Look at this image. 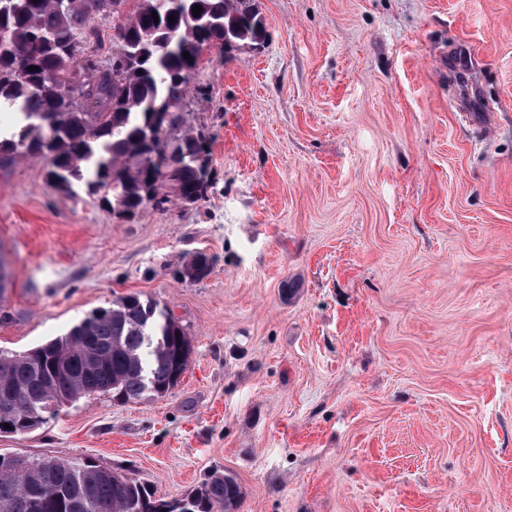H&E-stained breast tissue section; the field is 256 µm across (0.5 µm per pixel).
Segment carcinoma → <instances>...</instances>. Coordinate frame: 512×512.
I'll return each instance as SVG.
<instances>
[{
    "instance_id": "obj_1",
    "label": "carcinoma",
    "mask_w": 512,
    "mask_h": 512,
    "mask_svg": "<svg viewBox=\"0 0 512 512\" xmlns=\"http://www.w3.org/2000/svg\"><path fill=\"white\" fill-rule=\"evenodd\" d=\"M135 2L96 70L73 47L99 42L98 0H71L63 12L53 0H0V32L10 41L9 50H0V112L17 116L9 135L0 136V167L46 158L47 177L59 191L79 186L109 206L117 199L132 216L146 208L151 192L160 211L172 197L183 204L207 198L197 138L183 128V114L170 111L171 92L187 90L198 45H218L227 54L257 48L266 33L257 0H166L161 10L155 0ZM77 71L87 80L71 96L64 82ZM174 134L181 143L168 154L166 140ZM191 353L190 334L166 307L121 296L36 347L32 362L12 366L3 382L13 396L0 401V426L42 424L58 396L77 401L110 394L123 403L162 397L180 382ZM30 462L33 468L18 470L0 454V512H238L244 498L225 472L209 475L193 494L166 501L127 473L103 478L91 457Z\"/></svg>"
}]
</instances>
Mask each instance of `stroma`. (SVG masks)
<instances>
[{
	"instance_id": "stroma-1",
	"label": "stroma",
	"mask_w": 512,
	"mask_h": 512,
	"mask_svg": "<svg viewBox=\"0 0 512 512\" xmlns=\"http://www.w3.org/2000/svg\"><path fill=\"white\" fill-rule=\"evenodd\" d=\"M258 5L264 45L189 76L205 201L119 219L47 160L0 169V352L129 293L193 339L165 396L63 404L0 454L92 457L167 501L227 472L239 512H512V0Z\"/></svg>"
}]
</instances>
